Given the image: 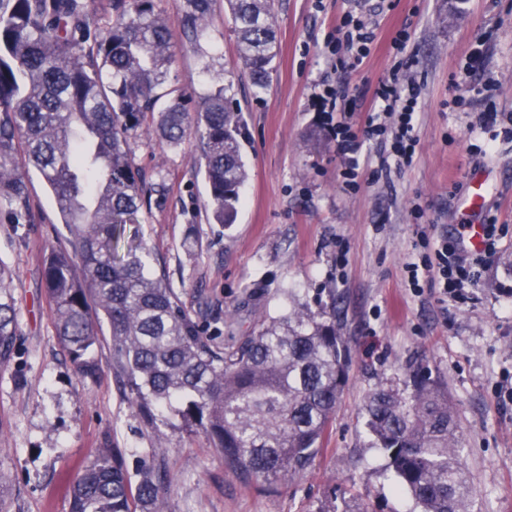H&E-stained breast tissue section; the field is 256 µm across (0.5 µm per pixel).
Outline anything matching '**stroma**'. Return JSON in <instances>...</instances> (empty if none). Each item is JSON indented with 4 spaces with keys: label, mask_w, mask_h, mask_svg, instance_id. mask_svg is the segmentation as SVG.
Segmentation results:
<instances>
[{
    "label": "stroma",
    "mask_w": 512,
    "mask_h": 512,
    "mask_svg": "<svg viewBox=\"0 0 512 512\" xmlns=\"http://www.w3.org/2000/svg\"><path fill=\"white\" fill-rule=\"evenodd\" d=\"M155 11L174 31L162 94L230 85L248 178L235 224L214 223L196 139L171 149L155 134L132 136L147 187L139 231L153 269L165 272L192 320L236 336L298 301L315 312L335 306L348 380L313 468L289 484L244 486L204 434L146 429L116 385L110 336L95 350L93 379L80 377L56 336L42 271L48 246L67 230L44 179L30 171L31 223L0 220L17 319L13 357L0 366V480L14 490L0 512H70L67 486L100 449H121L133 472L160 444L171 481L164 512H319L331 498L338 512L362 500L373 512H419L398 490L364 411L379 389L407 392L413 370L454 405L473 512H512V0H275L277 56L260 94L224 0H214L198 43L183 33L182 0H155ZM346 14L375 34L359 63L332 57L328 38ZM404 27L400 52L392 40ZM479 39L485 62L470 72ZM394 72L418 93L413 161L398 164L380 143L364 142L361 159L372 167L386 160L387 170L345 190L316 98L328 89L348 113L364 112ZM462 88L473 99L465 112L448 106ZM489 108L498 121L485 128L478 115ZM477 173L492 194L474 216L462 202ZM476 221L494 225L498 243L465 288L452 296L427 281L408 286L404 265L424 254L423 235L456 247L459 226Z\"/></svg>",
    "instance_id": "35a3bbf8"
}]
</instances>
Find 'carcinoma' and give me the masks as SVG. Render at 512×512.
Here are the masks:
<instances>
[{"instance_id":"carcinoma-1","label":"carcinoma","mask_w":512,"mask_h":512,"mask_svg":"<svg viewBox=\"0 0 512 512\" xmlns=\"http://www.w3.org/2000/svg\"><path fill=\"white\" fill-rule=\"evenodd\" d=\"M183 27L206 37L213 0H183ZM241 57L256 91L270 84L277 44L274 0H225ZM101 27L87 0H0V212L30 223L28 165L47 181L68 238L49 247L46 294L56 335L84 378L97 373L92 351L101 320L112 363L145 425L166 421L202 432L245 485L290 483L321 451L348 378V345L336 305L314 313L296 302L220 347L186 313L165 275L150 268L138 228L146 187L129 139L146 129L173 64L171 28L154 0H112ZM215 84L157 112L154 133L169 147L194 137L208 202L218 224L234 223L247 178L242 119ZM11 273L0 264V365L17 335ZM376 444L386 450L400 487L421 512H472L474 490L460 460V431L448 395L424 375L413 391L374 392L365 406ZM167 461H144L137 479L119 448L79 466L68 486L70 512H162Z\"/></svg>"}]
</instances>
